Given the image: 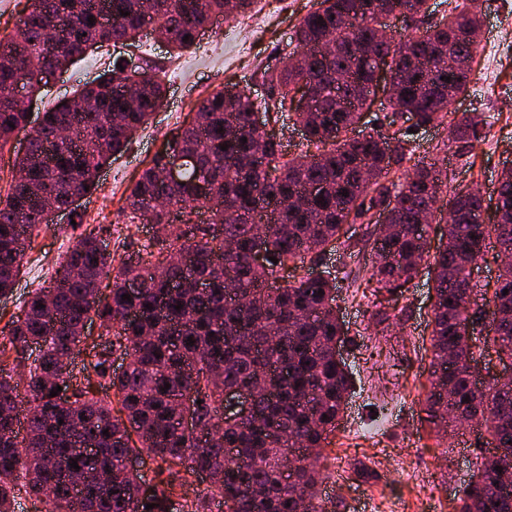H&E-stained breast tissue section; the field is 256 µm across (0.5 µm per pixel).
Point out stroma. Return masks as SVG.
Here are the masks:
<instances>
[{
    "instance_id": "obj_1",
    "label": "stroma",
    "mask_w": 512,
    "mask_h": 512,
    "mask_svg": "<svg viewBox=\"0 0 512 512\" xmlns=\"http://www.w3.org/2000/svg\"><path fill=\"white\" fill-rule=\"evenodd\" d=\"M316 0H258L260 26L238 30L227 37L224 27L206 31L198 46L176 55L141 36L136 47L122 57L150 63L167 73L164 105L138 132L128 150L102 168L99 188L79 200L75 212L62 213L33 242L20 279L8 299L0 301V329L18 314L29 291L48 286L56 264L87 225L101 229L108 251L133 252L152 235L149 225L131 223L125 209V190L137 180L166 137L186 124L197 103L224 84L250 90L254 98L266 96L260 72L275 64L288 49L298 20L314 9ZM482 42L499 45L500 65L491 84L471 81L459 98L458 112H483L490 124L485 138L469 158L456 155L446 126L420 130L412 144V162L444 160L456 183L472 185L493 197L504 162L512 161V0H484ZM248 50L236 54L234 41ZM103 50L54 76L33 99V112L52 107L70 96L78 82L97 78L115 56ZM474 167H467V160ZM336 277L356 276L355 288L338 289L336 306L343 323V351L353 371L355 389L337 430L326 449L323 486L336 504L335 512H453L456 494L470 475L472 462L489 448L488 433L456 429L437 437L427 422L424 399L430 386V331L432 301L428 275L418 276L400 291L376 292L369 280L371 257L339 250L327 261ZM387 311L380 323L376 310Z\"/></svg>"
}]
</instances>
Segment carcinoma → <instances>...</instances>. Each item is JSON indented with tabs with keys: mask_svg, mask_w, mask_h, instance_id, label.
Segmentation results:
<instances>
[{
	"mask_svg": "<svg viewBox=\"0 0 512 512\" xmlns=\"http://www.w3.org/2000/svg\"><path fill=\"white\" fill-rule=\"evenodd\" d=\"M27 2L16 33L0 38V151L27 125V112L12 97L16 84L32 94L48 71L103 47L131 46L148 23L171 50H185L198 27L220 15H244L257 4ZM395 4L406 34L376 39L387 7ZM481 17L480 0H450L437 17L427 0H317L295 25L293 51L261 74L269 86L265 98L224 86L198 103L191 122L170 135L166 152L154 155L125 197L130 222L153 225L150 242L116 263L90 229L58 262L49 286L36 289L7 324L0 343V512H14L22 494L46 498L48 512H170L187 478L205 471L217 477L210 493L181 496L180 512H212L217 494L228 512H329L335 504L321 497L318 462L352 388L348 365L337 362L334 351L341 333L336 278L277 281L283 271L346 245L344 225L368 224L377 209L390 214L388 228L375 225L364 240L375 257L370 272L377 286L394 292L424 263L431 275L428 422L438 431L476 422L491 436L493 451L473 464L457 512H512V491L493 480L494 467L512 465V378L481 387L469 373V364L491 345L512 360V168L502 170L495 199V211L508 223H479L485 200L458 185L445 203L444 242L433 254L419 216L448 191L447 169L435 161L416 165L411 174L402 170L411 129L449 125L462 156L482 139V115L455 110L480 50ZM49 30L59 34L55 51L47 46ZM372 55L388 66V95H379ZM303 79L311 83L310 95L296 103L293 92ZM129 82L137 84L133 95ZM166 91L159 67L147 64L132 74L114 63L43 112L41 126L27 134L28 151L14 160L22 178L0 197L1 297L13 292L43 230L42 200L66 211L96 191L98 171L127 149ZM375 103L374 118L364 121ZM260 110L275 124L302 127L314 152L287 157L281 143L252 127V113ZM404 112L417 121L403 129ZM362 123L369 131L347 137ZM88 127L96 130L93 140L83 139ZM185 152L195 163L169 187L180 211L155 209L162 173ZM249 156L256 160L246 169L242 160ZM293 195L303 202L276 208ZM202 208L208 219L196 223ZM176 222L183 225L178 234L171 231ZM492 235L502 264L489 298L486 286L470 282L469 266ZM256 253L263 263L253 262ZM230 271L235 290L248 299L245 311L227 297ZM106 278L111 286L104 295ZM136 278L139 287L130 294L127 281ZM126 293L129 302L122 299ZM133 311L146 317L131 322ZM94 317L107 330L78 376L66 361L87 341L81 329ZM463 323L477 335H463ZM33 345L38 354L31 357ZM117 352L128 359L120 372L112 371ZM250 381L270 392L259 393L249 412L225 417V390ZM101 383L112 389L117 406L96 397ZM58 386L71 394L50 396ZM189 388L195 430L180 422ZM24 404L29 410L21 427ZM204 431L220 434L221 441L200 445ZM288 435L300 455L291 482L283 481L278 447ZM143 454L159 462L152 484L128 466ZM74 461L79 471L105 480H92L77 494L67 480Z\"/></svg>",
	"mask_w": 512,
	"mask_h": 512,
	"instance_id": "obj_1",
	"label": "carcinoma"
}]
</instances>
